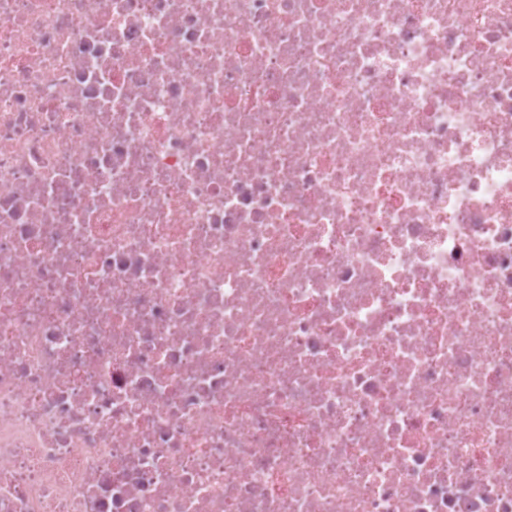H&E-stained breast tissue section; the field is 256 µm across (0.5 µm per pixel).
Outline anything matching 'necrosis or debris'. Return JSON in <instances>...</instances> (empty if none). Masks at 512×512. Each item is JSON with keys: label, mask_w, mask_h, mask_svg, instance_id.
I'll use <instances>...</instances> for the list:
<instances>
[{"label": "necrosis or debris", "mask_w": 512, "mask_h": 512, "mask_svg": "<svg viewBox=\"0 0 512 512\" xmlns=\"http://www.w3.org/2000/svg\"><path fill=\"white\" fill-rule=\"evenodd\" d=\"M0 512H512V0H0Z\"/></svg>", "instance_id": "4bbe7bcc"}]
</instances>
